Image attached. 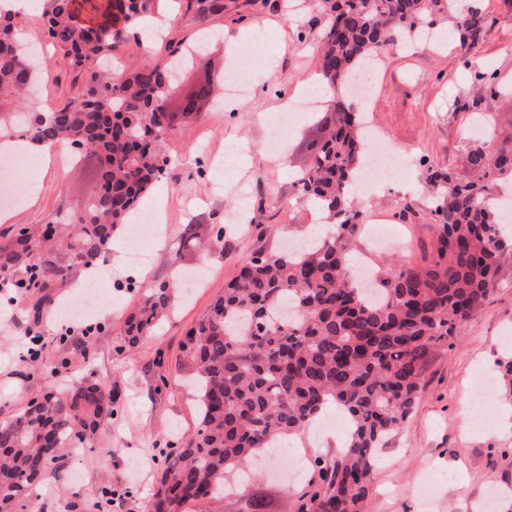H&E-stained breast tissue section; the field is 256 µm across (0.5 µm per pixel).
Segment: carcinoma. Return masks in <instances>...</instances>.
<instances>
[{
    "instance_id": "1",
    "label": "carcinoma",
    "mask_w": 512,
    "mask_h": 512,
    "mask_svg": "<svg viewBox=\"0 0 512 512\" xmlns=\"http://www.w3.org/2000/svg\"><path fill=\"white\" fill-rule=\"evenodd\" d=\"M317 76L332 98L322 112L323 140L313 146L296 186L315 201L336 232L310 248L258 250L185 333L182 352L196 382L199 427L165 460L151 512H183L214 498L255 453L305 433L332 405L348 418L340 456L319 472L321 488L304 493L296 512H364L380 448L415 407L431 352L450 347L490 295L500 260L512 252L502 235L491 191L512 176V147L492 138L469 150L465 163L482 182L429 170L430 220L437 248L416 267L383 261L374 287L358 286L350 256L362 207L353 184L367 150L366 122L349 102L353 73L374 54L412 40L433 17L453 20L460 37L480 29L466 0H319ZM149 0H49L42 15L49 42L69 69L90 73L81 93L46 112L0 111V139L64 142L97 160L87 198L56 224L25 227L0 240V281L42 288L74 266L95 268L115 233L141 208L168 159L165 108L177 65L146 62L113 71L127 24ZM198 21L224 12V0H186ZM15 17L0 13V98L17 102L39 68ZM211 82L186 95L208 100ZM69 255L59 265L44 247ZM174 285L147 289L126 318L132 348L165 316ZM108 385L86 379L48 387L0 424V512H21L48 469L67 450L84 447L112 415Z\"/></svg>"
}]
</instances>
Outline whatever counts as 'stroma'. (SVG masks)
Returning <instances> with one entry per match:
<instances>
[{
    "label": "stroma",
    "mask_w": 512,
    "mask_h": 512,
    "mask_svg": "<svg viewBox=\"0 0 512 512\" xmlns=\"http://www.w3.org/2000/svg\"><path fill=\"white\" fill-rule=\"evenodd\" d=\"M223 15L200 24L185 16L175 0H153L150 16L166 17L162 42L127 40L118 57L127 69L144 60L163 62L168 46L194 42L204 31L215 35L194 63L182 72L178 88L189 89L204 73L224 71L240 48H253L244 65L255 72L250 95L226 102L224 82L215 80L212 97L191 120L176 117L161 144L171 164L153 190L168 222L160 236L144 244L147 259L130 264L127 243L132 227L117 232L95 270L74 268L64 281L21 291L0 289V422L11 419L37 398L47 384L67 386L84 378L102 380L116 403L111 418L90 445L66 456L49 471L35 501L37 512H150L165 456L173 445L195 433L199 418L193 391L185 380L180 343L184 333L224 292L242 261L257 249L301 237L317 206L299 199L294 175L308 162L309 145L319 136L312 116L289 124L278 149L269 145L270 119L287 111L288 101L315 76L314 44L320 25L311 15L289 9L286 0H226ZM483 15L474 45H461L446 30L435 46L408 44L373 60L378 89L357 99V112L384 133L394 149L406 151L400 177L385 186L373 205L381 209L401 238L375 261L395 256L423 264L436 235L427 218V168L464 172L462 156L493 129L499 143H512V95L476 92L479 75L512 85V0H473ZM41 95L29 107L59 106L75 96L83 76L66 69L56 54H47ZM240 146L234 168L211 162L225 146ZM96 160L59 165L49 160L29 169H12L1 182L25 192L38 190L0 217V236L12 228L55 223L83 200L95 178ZM251 203L250 221L231 224L227 216L240 194ZM415 200L414 213L402 205ZM220 224L224 235L208 253L184 247L186 225ZM101 279L105 301L89 316L66 314L62 304L76 297L75 286ZM176 281L172 304L160 327L135 348L122 336L127 315L144 291ZM41 336L43 357L52 360V376L29 358V334ZM512 336V254L505 256L498 283L452 348L435 349L428 361L418 402L381 449L373 469L374 492L365 512H512V432L501 426L506 405L495 396L488 422L473 427L465 410L469 380L481 361L512 356L505 336ZM168 367L159 381L160 367ZM346 430L323 441L311 436L288 441L285 460L270 464L250 459L252 481L235 483L223 496L192 503L187 512H247L261 496L268 512H295L296 499L319 485L320 462L336 459ZM111 488L112 497L102 494Z\"/></svg>",
    "instance_id": "35a3bbf8"
}]
</instances>
